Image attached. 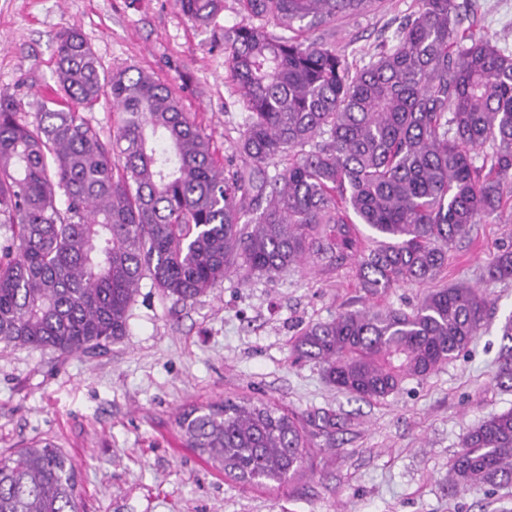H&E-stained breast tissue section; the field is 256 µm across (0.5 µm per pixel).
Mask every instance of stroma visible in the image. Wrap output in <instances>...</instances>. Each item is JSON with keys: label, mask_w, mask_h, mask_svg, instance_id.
Returning <instances> with one entry per match:
<instances>
[{"label": "stroma", "mask_w": 512, "mask_h": 512, "mask_svg": "<svg viewBox=\"0 0 512 512\" xmlns=\"http://www.w3.org/2000/svg\"><path fill=\"white\" fill-rule=\"evenodd\" d=\"M477 24L512 49V0H472ZM415 0L314 30L334 37L355 65L391 39ZM224 0L213 23L183 15L177 0H0V92L34 121L55 87V47L83 34L105 71L134 68L170 87L210 135L219 162L235 158L246 113L224 64V31L241 22ZM512 245V202L475 225L448 253L438 285L465 283L487 296L469 347L425 380L380 402L336 391L314 362H292L307 325L377 303L411 310L427 285L368 296L353 266L317 264L248 279L230 274L187 303L161 299L142 280L126 336L96 355L59 356L0 344V455L48 439L77 464L83 512H512V486L448 490L463 434L512 408L493 380L512 315V281L486 269ZM252 397L306 421L313 466L282 486H245L184 444L179 412Z\"/></svg>", "instance_id": "stroma-1"}]
</instances>
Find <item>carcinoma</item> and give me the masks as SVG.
Returning <instances> with one entry per match:
<instances>
[{
  "label": "carcinoma",
  "instance_id": "carcinoma-1",
  "mask_svg": "<svg viewBox=\"0 0 512 512\" xmlns=\"http://www.w3.org/2000/svg\"><path fill=\"white\" fill-rule=\"evenodd\" d=\"M238 2L244 21L224 30V55L247 112L239 164L218 163L165 84L104 71L76 30L59 37L57 90L36 121L0 94V343L94 354L127 334L145 277L176 303L231 273L271 276L312 258L353 265L372 295L425 284L497 215L512 185V51L470 20L467 0H417L362 67L310 33L377 0ZM179 5L206 25L222 0ZM102 99L107 138L80 113ZM486 275L512 281V247ZM487 306L471 287L433 288L409 312L374 305L312 323L292 354L336 390L384 401L463 351ZM503 339L493 380L511 389L512 317ZM178 424L244 485L289 483L311 462L300 417L269 402L195 405ZM449 470L453 490L512 485V409L469 429ZM0 512H82L74 461L48 439L0 457Z\"/></svg>",
  "mask_w": 512,
  "mask_h": 512
}]
</instances>
